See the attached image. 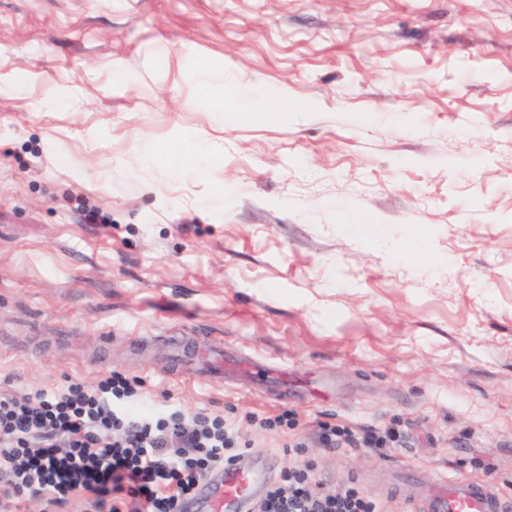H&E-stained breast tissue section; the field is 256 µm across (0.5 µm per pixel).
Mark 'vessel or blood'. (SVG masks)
<instances>
[{
  "instance_id": "obj_1",
  "label": "vessel or blood",
  "mask_w": 512,
  "mask_h": 512,
  "mask_svg": "<svg viewBox=\"0 0 512 512\" xmlns=\"http://www.w3.org/2000/svg\"><path fill=\"white\" fill-rule=\"evenodd\" d=\"M197 358L214 376H225L248 386L263 383L266 369L258 358L228 354L223 348L201 350ZM277 458L273 454L243 453L214 468L197 485L193 495L179 503L180 512H247L253 497L270 483ZM392 493H399L407 512H512L490 484L435 473L422 479L416 467H404L385 480Z\"/></svg>"
}]
</instances>
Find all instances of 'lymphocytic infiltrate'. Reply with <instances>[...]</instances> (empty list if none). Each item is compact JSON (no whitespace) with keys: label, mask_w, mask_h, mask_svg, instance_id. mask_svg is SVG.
I'll return each mask as SVG.
<instances>
[{"label":"lymphocytic infiltrate","mask_w":512,"mask_h":512,"mask_svg":"<svg viewBox=\"0 0 512 512\" xmlns=\"http://www.w3.org/2000/svg\"><path fill=\"white\" fill-rule=\"evenodd\" d=\"M141 387L114 371L93 389L0 395V512H23L32 499L59 508L72 496L88 512H177L209 471L238 456L223 421L159 411ZM259 512L384 510L304 463L268 489Z\"/></svg>","instance_id":"f902f5d3"}]
</instances>
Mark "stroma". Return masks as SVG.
I'll return each instance as SVG.
<instances>
[{"instance_id":"obj_1","label":"stroma","mask_w":512,"mask_h":512,"mask_svg":"<svg viewBox=\"0 0 512 512\" xmlns=\"http://www.w3.org/2000/svg\"><path fill=\"white\" fill-rule=\"evenodd\" d=\"M182 139L222 194L143 162ZM178 332L304 388L170 375ZM111 370L277 481L414 464L512 499V0H0V394ZM392 438L390 434H382L378 431L367 432L362 437L355 438L348 431L336 429L335 426L330 425H323L320 434L321 442L327 448H338L341 443H344L349 447L368 448L374 451L381 449Z\"/></svg>"}]
</instances>
